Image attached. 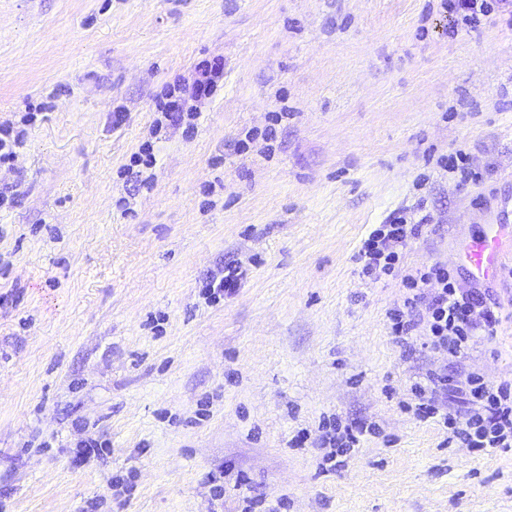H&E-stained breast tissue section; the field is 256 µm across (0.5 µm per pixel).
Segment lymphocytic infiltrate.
I'll list each match as a JSON object with an SVG mask.
<instances>
[{
  "label": "lymphocytic infiltrate",
  "mask_w": 512,
  "mask_h": 512,
  "mask_svg": "<svg viewBox=\"0 0 512 512\" xmlns=\"http://www.w3.org/2000/svg\"><path fill=\"white\" fill-rule=\"evenodd\" d=\"M223 75L224 62L216 59L198 66L192 85L166 86L156 102L165 124H192L197 115L194 101L214 95ZM424 226V221L412 222L403 214L377 225L358 252L361 273L373 280L384 276L402 279L406 295L402 305L390 313L392 336L406 339L416 324H423L434 347L446 350L449 359L459 360L468 355L477 332L494 333L499 316L483 293L462 291L446 264L435 262L403 273V251L421 236ZM447 388L453 389L463 411L439 401L438 391ZM403 408L417 419L441 424L449 440L467 447L512 449L511 381L496 384L471 374L464 385L455 386L447 374L433 372L413 385L412 399Z\"/></svg>",
  "instance_id": "1"
}]
</instances>
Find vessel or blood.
I'll return each instance as SVG.
<instances>
[{"label":"vessel or blood","instance_id":"vessel-or-blood-1","mask_svg":"<svg viewBox=\"0 0 512 512\" xmlns=\"http://www.w3.org/2000/svg\"><path fill=\"white\" fill-rule=\"evenodd\" d=\"M480 221L486 229L466 240L459 249L470 279L487 281L498 276L508 250L512 249V195L480 202Z\"/></svg>","mask_w":512,"mask_h":512}]
</instances>
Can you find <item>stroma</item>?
<instances>
[{"label":"stroma","instance_id":"stroma-1","mask_svg":"<svg viewBox=\"0 0 512 512\" xmlns=\"http://www.w3.org/2000/svg\"><path fill=\"white\" fill-rule=\"evenodd\" d=\"M216 57L193 133L154 130L163 86ZM8 124L28 137L0 166V512H512V450L402 409L429 371L512 381V278L496 336L452 363L424 329L397 343L401 282L357 260L404 210L428 220L405 270L471 288L474 204L512 183L511 25L442 0H0ZM455 149L481 183L438 166ZM228 264L241 286L208 302ZM329 421L372 431L334 455Z\"/></svg>","mask_w":512,"mask_h":512}]
</instances>
